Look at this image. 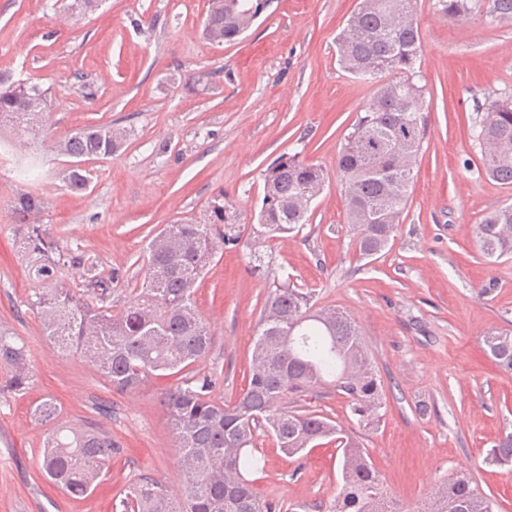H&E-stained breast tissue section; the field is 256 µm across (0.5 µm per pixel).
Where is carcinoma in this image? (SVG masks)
<instances>
[{
  "instance_id": "carcinoma-1",
  "label": "carcinoma",
  "mask_w": 512,
  "mask_h": 512,
  "mask_svg": "<svg viewBox=\"0 0 512 512\" xmlns=\"http://www.w3.org/2000/svg\"><path fill=\"white\" fill-rule=\"evenodd\" d=\"M269 5L270 0H210L203 36L218 45L232 41ZM444 6L448 16L461 21H512V0H444ZM336 47L344 71L376 85L371 103L357 116L336 158L349 233L358 258L368 259L387 248L401 222L426 138V85L415 70L421 38L413 0H359L336 37ZM36 97L49 109L46 90L37 84L23 80L0 91V132H7L13 144L77 161L108 158L121 149L126 134L110 124L53 138L45 113L32 111ZM472 139L485 174L512 184V96L477 109ZM328 179L326 170L296 153L277 158L263 174L258 223L252 225L245 247L251 251L254 242L264 244L305 223L313 196ZM63 181L71 190L83 191L90 176L73 170ZM43 205L32 191L15 199L17 232L30 258V272L45 285L32 303L43 335L79 352L117 393L132 392L159 374L176 378L163 406L178 450L184 493L174 495L142 476L112 505V512H277L276 504L256 498L244 476L260 428L289 457L336 437L342 451V487L329 512H399L387 504L380 476L357 440L341 436L336 422L321 412L284 407L286 399L299 402L326 386L348 399L360 420H380L383 397L377 372L346 311L316 309L311 292L282 281L260 315L248 386L239 398H215L212 376L192 369L215 342L195 307L194 288L213 260L215 238L238 241L219 228L227 220L224 204L214 202L199 223L167 224L151 239L143 282L118 314L112 313L110 288L103 280L91 278L82 292L54 286L62 267L78 258L45 237L38 219ZM475 237L488 257L512 255V205L486 213ZM484 345L500 365L512 369L511 332H490ZM0 367L6 371V390L28 389L29 363L20 337L0 331ZM59 413L52 398L33 409L35 419L44 424L54 422ZM116 452L112 438L96 430L56 425L46 433L38 461L52 484L83 497L95 490ZM484 462L512 464V433ZM419 512H493V503L470 478L455 476L442 482L431 507Z\"/></svg>"
}]
</instances>
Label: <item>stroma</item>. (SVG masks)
<instances>
[{
    "label": "stroma",
    "mask_w": 512,
    "mask_h": 512,
    "mask_svg": "<svg viewBox=\"0 0 512 512\" xmlns=\"http://www.w3.org/2000/svg\"><path fill=\"white\" fill-rule=\"evenodd\" d=\"M70 2L0 0V78L47 89L56 136L103 124L129 131L119 152L88 161L83 192L66 188L62 158L36 156L43 228L82 259L62 268L61 284L82 288L88 271L111 281L116 312L142 280L160 228L202 219L220 196L228 234L247 237L263 171L296 153L333 176L345 135L373 98V85L336 57L358 0H271L220 46L201 35L209 0H103L77 23ZM414 11L427 134L387 249L358 259L333 179L300 230L268 242L270 272L255 270L244 245L218 244L195 293L216 344L196 369L212 375L215 396L237 399L272 282L291 279L359 327L381 381L380 425L360 422L333 391L314 406L367 448L392 505L416 512L463 468L494 512H512V466L484 462L512 432V369L483 348L487 332L512 331V259L484 257L474 234L484 213L512 203V185L481 173L471 137L476 107L512 96V21H459L441 0H415ZM17 168L0 158V328L25 340L32 383L22 394L0 392V512H112L143 475L183 493L162 405L170 379L116 393L79 354L43 336L32 305L38 284L16 234L12 202L29 188ZM47 397L59 422L94 428L120 448L86 497L63 494L39 470L47 428L32 410ZM255 443L250 477L260 500L290 512L329 508L341 483L335 442L293 458L264 432Z\"/></svg>",
    "instance_id": "1"
}]
</instances>
